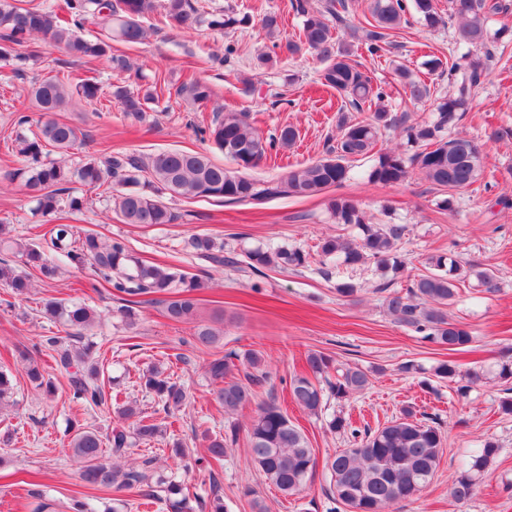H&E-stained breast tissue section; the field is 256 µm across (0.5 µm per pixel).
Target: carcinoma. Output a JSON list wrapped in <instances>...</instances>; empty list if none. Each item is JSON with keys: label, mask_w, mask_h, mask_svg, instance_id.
<instances>
[{"label": "carcinoma", "mask_w": 512, "mask_h": 512, "mask_svg": "<svg viewBox=\"0 0 512 512\" xmlns=\"http://www.w3.org/2000/svg\"><path fill=\"white\" fill-rule=\"evenodd\" d=\"M71 20L64 21L52 8L24 7L19 0H0V30L5 32L0 43V60L23 61L21 49L34 37L62 45L76 59L104 58L110 64L116 82L106 86L95 78L74 79L57 75L34 82L29 96L39 112L38 119L28 115L19 118V124L35 123L32 136L16 135L12 153L22 167L7 173L9 178L22 177L27 194L36 202V209L55 224L42 235L39 245L11 234L9 225L0 224V284L16 295H24L31 287L28 276L18 270L16 263L38 269L46 280L58 276L59 267L50 259L55 253L66 257L76 269L90 267L93 272L91 288L99 285L117 294L127 296L159 295L166 316L176 322L195 319L199 298L196 292L207 285V280L171 264L149 262L132 256L123 241L105 239L88 230L75 236L74 226L65 223L68 215L82 211L84 201L70 194V185H112L108 196L110 206L124 224H173L178 216L162 201V197L187 199L207 198L228 202H254L295 195L313 197L341 185L349 178L350 163L377 151L375 162L368 171V181L381 185L404 183L411 171L417 170L432 185L448 193L443 207L451 208V197L473 184L482 171L480 147L472 140L446 137V130L454 126L468 109L472 89L480 83L486 62L489 15L506 7L497 0H453V12L458 20V41L475 48L483 55L471 58L469 71L456 83V91L437 100L435 115L405 129L407 150L376 149L381 131L396 127L405 121L381 101L386 93L372 84L361 64L351 56L353 48L365 49L368 56H380L388 39L408 16L414 15L426 28L435 29L445 24L438 8V0H370V19L360 26L345 25L351 41L333 36L330 22H344L348 12L346 0H326L320 9H314L308 0H293L292 8L303 18L302 34L296 40L281 44L272 42V49L299 57L311 53L320 61V84L332 89L344 103L358 112L373 101L379 105L361 119L351 118L339 109L340 135L329 156L292 169L279 180L260 182L246 174L267 159L268 155L296 142L298 131L284 126L265 138L256 133L238 112L216 110L213 123L200 127L197 134L212 148L224 153L235 164L229 170L212 161L207 152L165 151L144 158L135 153L85 155L77 162L47 159V147L66 155L78 149L83 132L75 124L51 117L64 112L76 102L97 103L103 98L115 100L126 119L143 123L147 120L150 103L157 91L150 88L133 91L123 80L134 65L122 54L112 53V42L138 44L148 37L145 21L160 15L170 28L182 29L193 24H205L213 30L234 29L249 21L233 12H199L194 0H67ZM97 27L101 36L89 40L81 35L85 25ZM397 81L412 101H420L430 94L429 86L413 78L407 69L396 70ZM176 94L183 101L201 105L211 99L210 87L199 80L181 83ZM328 210L336 223L354 226L359 236L326 238L318 244V254L324 259L355 266L369 260L383 272L397 274L403 267L397 256L398 242L405 227L400 224H370L357 205L346 198L332 197ZM189 246L199 255L217 265L242 267L254 275L265 268L283 270L304 267L310 262V253L298 248L280 245L264 249L255 247L242 251L241 256L224 255V245L207 234L190 238ZM475 278L477 285L492 293L497 287L495 271L477 264L462 263L450 253L432 254L426 258L425 272L416 276L403 291L388 292L385 303L388 312L398 322L412 327L426 339L458 351L472 341L470 330L463 324L448 319L444 307L456 293L457 284ZM44 314L52 321L69 329L82 331L92 327L97 319L93 308L77 302L51 298L44 303ZM195 342L207 349L217 341V334L200 324L194 333ZM54 352L53 359L67 374L70 400L83 409H92L104 402L105 393L99 380V368L91 361L93 345H62L51 336L33 349L19 351L28 379L48 395L55 393V383L45 377L37 354L42 349ZM306 363L314 375L324 378L320 384L307 376H295L289 382L292 400L310 415L319 416L329 398L345 399L360 393L370 385L367 372L359 367H344L335 379L329 378L332 359L310 352ZM206 373L213 385L212 394L224 408V414L235 415L254 401L256 389L265 385L268 372L261 352L246 350L214 353L205 361ZM141 386L162 403L168 417L185 405L187 393L172 381L165 371L151 365L142 372ZM117 416L129 425L114 426L107 437L98 431L79 428L71 437L70 448L81 464L80 479L87 485L114 487L118 490H146L145 496L165 498L170 512H224V498L215 493L207 498L190 497L181 484L160 478L152 480V460L142 467L119 469L105 454L122 456L136 443H151L167 433L163 425L145 415L134 402L118 407ZM330 432L350 433L354 447L345 448L324 461L330 474V498L343 505L348 512H387L401 501L419 495L435 476L444 447L441 428L416 418L414 410L405 408L400 416L373 430L358 428L351 418L333 415L327 421ZM239 428L230 423L224 434L209 439L210 458L199 457L195 465H211L224 457L227 443L237 441ZM248 445L253 464L265 480L285 496L300 493L315 473L318 459L310 448L307 437L289 419L275 399L257 404L255 416L248 429ZM498 445L487 440L471 466L452 481L449 496L457 503L467 502L473 495L477 474L489 462Z\"/></svg>", "instance_id": "carcinoma-1"}]
</instances>
